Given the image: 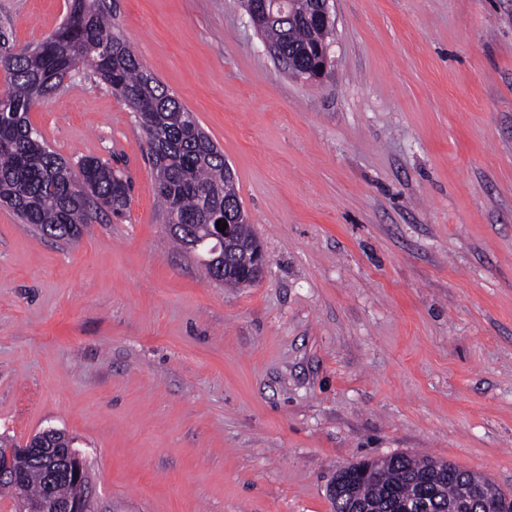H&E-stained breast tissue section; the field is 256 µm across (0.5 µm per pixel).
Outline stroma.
<instances>
[{
  "mask_svg": "<svg viewBox=\"0 0 512 512\" xmlns=\"http://www.w3.org/2000/svg\"><path fill=\"white\" fill-rule=\"evenodd\" d=\"M107 2L267 266L227 288L176 247L133 112L79 70L29 121L131 202L71 242L0 205V436L65 431L105 512H332L340 469L401 453L512 494V0H333L315 85L243 0ZM68 6L0 0V36Z\"/></svg>",
  "mask_w": 512,
  "mask_h": 512,
  "instance_id": "stroma-1",
  "label": "stroma"
}]
</instances>
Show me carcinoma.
<instances>
[{
    "label": "carcinoma",
    "instance_id": "obj_1",
    "mask_svg": "<svg viewBox=\"0 0 512 512\" xmlns=\"http://www.w3.org/2000/svg\"><path fill=\"white\" fill-rule=\"evenodd\" d=\"M257 0L255 10L286 19L263 25L266 44L279 51V64L294 70L306 63L318 38L331 43L335 23L312 31L305 20L310 0L272 5ZM65 34L53 33L35 47L16 50L0 44V203L42 235L81 237L83 228L108 210L127 213L131 182L97 157L71 164L52 151L31 126L28 113L59 90L76 65L98 76L135 112L152 163L155 194L165 223L184 249L207 234L206 225L224 217V205L237 204L235 179L224 154L190 112L139 59L112 25L104 0H69ZM371 467L364 477L360 471ZM357 497L376 512H400L401 503L427 497L435 512H502L512 498L481 473L462 470L431 457L393 455L380 465H349Z\"/></svg>",
    "mask_w": 512,
    "mask_h": 512
}]
</instances>
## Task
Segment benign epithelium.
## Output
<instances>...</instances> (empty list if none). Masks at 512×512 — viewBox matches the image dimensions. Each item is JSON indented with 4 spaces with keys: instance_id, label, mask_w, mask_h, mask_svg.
Wrapping results in <instances>:
<instances>
[{
    "instance_id": "obj_1",
    "label": "benign epithelium",
    "mask_w": 512,
    "mask_h": 512,
    "mask_svg": "<svg viewBox=\"0 0 512 512\" xmlns=\"http://www.w3.org/2000/svg\"><path fill=\"white\" fill-rule=\"evenodd\" d=\"M330 2L331 0H315V23L324 24L332 20ZM308 54V65L300 78L307 82H316L322 78L329 64V47L324 44L313 45L308 49ZM213 239L228 245L230 251L243 252L250 256L251 264L245 283H254L261 277L266 265L262 248L256 243L248 245L238 242L234 224L227 223L223 232L213 229ZM34 466L41 468L46 490L37 498L20 494L18 512H103L98 504L87 461L78 449L46 448L38 439H31L28 443L15 447H0V481L21 488L26 484L28 474ZM62 478L82 485V495L77 498L57 496L53 485Z\"/></svg>"
}]
</instances>
